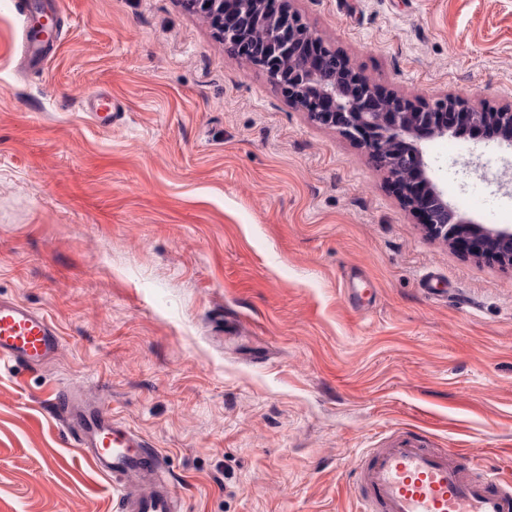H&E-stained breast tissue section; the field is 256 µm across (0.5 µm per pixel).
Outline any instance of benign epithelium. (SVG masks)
I'll use <instances>...</instances> for the list:
<instances>
[{
    "instance_id": "benign-epithelium-1",
    "label": "benign epithelium",
    "mask_w": 512,
    "mask_h": 512,
    "mask_svg": "<svg viewBox=\"0 0 512 512\" xmlns=\"http://www.w3.org/2000/svg\"><path fill=\"white\" fill-rule=\"evenodd\" d=\"M266 7L268 0H183L186 9L210 18L224 44L274 78L280 61L293 65L288 83L275 82L288 100L318 124L337 128L359 141L376 165L386 169L403 188L404 203L421 214L427 232L450 243L469 237L481 245L479 255L512 266V227L469 224L447 199V191L433 179L421 141L445 138L466 129L479 134L497 124L502 139L512 147V107L485 112L444 96L432 102L382 95L365 75L342 67V60L322 46L298 14L283 5ZM253 29L268 36L259 45L245 37ZM396 143L398 152L389 151ZM409 171L420 184L415 194L402 181Z\"/></svg>"
}]
</instances>
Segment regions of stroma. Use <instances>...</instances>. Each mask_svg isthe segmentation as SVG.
I'll return each mask as SVG.
<instances>
[{
    "instance_id": "stroma-1",
    "label": "stroma",
    "mask_w": 512,
    "mask_h": 512,
    "mask_svg": "<svg viewBox=\"0 0 512 512\" xmlns=\"http://www.w3.org/2000/svg\"><path fill=\"white\" fill-rule=\"evenodd\" d=\"M57 2L63 39L25 75L0 0V296L63 337L45 368H0V512H113L58 386L159 448L185 512H357L355 460L405 432L512 481V267L426 235L358 142L180 0ZM290 7L383 93L512 106V0ZM460 141L467 169L423 147L485 225L512 210V147Z\"/></svg>"
}]
</instances>
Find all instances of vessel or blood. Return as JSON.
Segmentation results:
<instances>
[{
  "mask_svg": "<svg viewBox=\"0 0 512 512\" xmlns=\"http://www.w3.org/2000/svg\"><path fill=\"white\" fill-rule=\"evenodd\" d=\"M22 59L39 70L53 41L40 33L36 0H15ZM62 346L59 329L47 314L17 301L0 299V364L37 369L51 363ZM53 404L69 432L77 436L81 458L110 478L119 492V512H182L161 451L116 416L104 401L88 402L71 391ZM360 512H512V482L495 473L464 475L454 449L426 447L423 435L396 437L354 463Z\"/></svg>",
  "mask_w": 512,
  "mask_h": 512,
  "instance_id": "obj_1",
  "label": "vessel or blood"
}]
</instances>
